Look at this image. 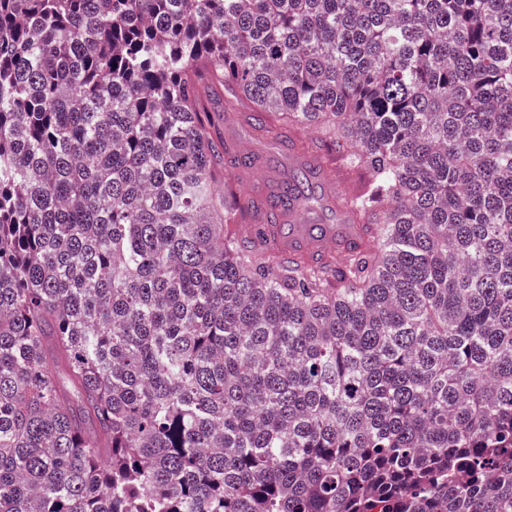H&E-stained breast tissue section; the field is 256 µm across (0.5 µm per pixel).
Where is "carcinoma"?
Wrapping results in <instances>:
<instances>
[{"mask_svg":"<svg viewBox=\"0 0 512 512\" xmlns=\"http://www.w3.org/2000/svg\"><path fill=\"white\" fill-rule=\"evenodd\" d=\"M203 87L363 236L258 246ZM0 512H512V0H0ZM290 161L308 168L317 175L321 167L319 161L322 163V168L327 170L326 176H321L317 180L320 189L316 193L321 198V206L312 213L296 214L299 222L316 218L320 219L322 224L319 229L312 224H293L288 229V234H278L269 238L264 246L283 254L297 250L321 253L334 250L340 241L357 238L361 233L360 227L343 222L344 216L337 202L340 197L345 198L357 192L364 181V174L345 166L337 154L336 157H323L319 161L292 155Z\"/></svg>","mask_w":512,"mask_h":512,"instance_id":"1","label":"carcinoma"}]
</instances>
